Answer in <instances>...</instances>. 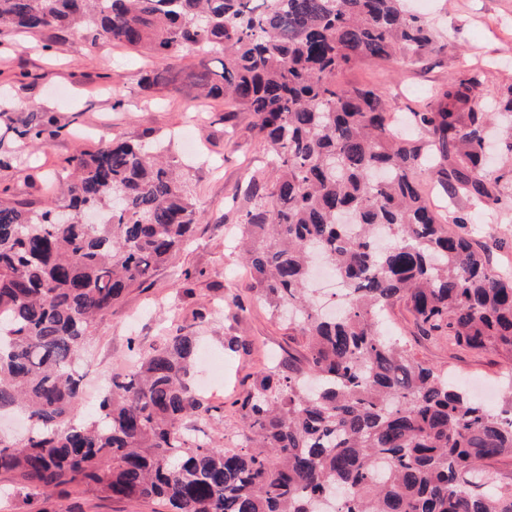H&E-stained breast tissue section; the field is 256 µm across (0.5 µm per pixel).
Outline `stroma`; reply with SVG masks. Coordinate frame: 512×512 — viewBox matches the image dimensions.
Listing matches in <instances>:
<instances>
[{"label": "stroma", "instance_id": "1", "mask_svg": "<svg viewBox=\"0 0 512 512\" xmlns=\"http://www.w3.org/2000/svg\"><path fill=\"white\" fill-rule=\"evenodd\" d=\"M407 6L431 21L447 49L420 65L404 57L364 62L341 71L339 82L381 89L396 113L422 108L449 75L465 67L484 73V99L512 83V0H429L424 7L408 0ZM197 66V57H187L166 87L150 89L142 81L156 68L148 55L115 44L93 48L81 35L55 30L0 35V153L9 158L0 167V192L35 207L51 200L62 205L67 195L61 177L77 151L96 149L115 135L162 141L201 213L195 238L156 273L151 288L131 289L94 326L82 351L81 410L93 412L98 388L113 369L128 365L133 349H147L165 327L192 324L194 312L205 308L202 347L223 358L224 377L198 372L196 381L217 412L196 427L229 444L241 431L231 403L252 375L274 362L303 361L307 350L302 338L258 300L234 250L246 189L252 180L269 178L271 155L253 131L251 113L229 111L220 99L197 98L191 83ZM35 108L54 114L62 127L40 148L10 129L12 121ZM506 220L505 213L486 207L475 211L469 229L488 247L493 268L512 279V230ZM185 268L202 273L190 295L176 285ZM387 326L417 360L459 381L497 389L512 369V360L498 353L463 350L421 335L404 305L390 309ZM228 336L251 341V352L227 355Z\"/></svg>", "mask_w": 512, "mask_h": 512}]
</instances>
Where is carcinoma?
<instances>
[{"label":"carcinoma","mask_w":512,"mask_h":512,"mask_svg":"<svg viewBox=\"0 0 512 512\" xmlns=\"http://www.w3.org/2000/svg\"><path fill=\"white\" fill-rule=\"evenodd\" d=\"M79 31L155 58L150 88L185 57L224 56L199 96L250 112L272 177L248 188L241 257L271 314L292 313L304 366L261 369L232 407L244 442L193 433L212 406L192 385L200 342L179 325L112 374L95 413L80 412V351L95 322L190 240L198 212L152 141L110 139L69 161L68 203L0 200V414L24 411L21 442L0 438L9 473L42 512L73 487L158 506L154 512H512L494 463L512 459V373L501 403L477 402L379 327L404 304L425 336L512 356V282L423 190L436 173L474 206L512 210V170L484 165L486 128L512 118V84L494 111L480 73L461 69L398 132L373 87L336 82L401 51L419 63L445 44L404 0H0V33ZM45 143L49 112L13 128ZM320 256L342 286L328 318L309 293Z\"/></svg>","instance_id":"carcinoma-1"}]
</instances>
